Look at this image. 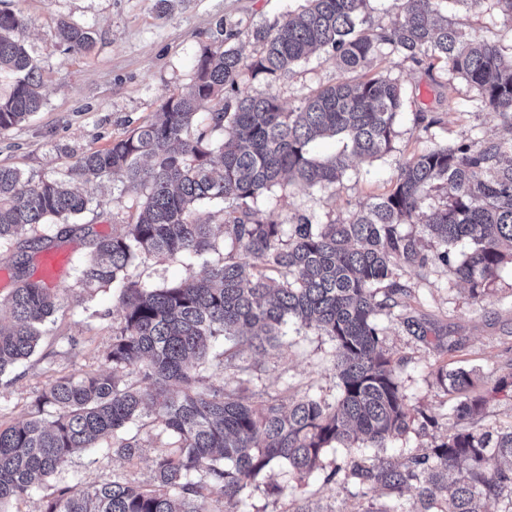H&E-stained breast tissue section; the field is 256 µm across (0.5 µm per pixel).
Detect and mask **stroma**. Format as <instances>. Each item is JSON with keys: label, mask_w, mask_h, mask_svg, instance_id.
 <instances>
[{"label": "stroma", "mask_w": 512, "mask_h": 512, "mask_svg": "<svg viewBox=\"0 0 512 512\" xmlns=\"http://www.w3.org/2000/svg\"><path fill=\"white\" fill-rule=\"evenodd\" d=\"M302 4L303 0H168L162 7L157 0H0V9L21 11L29 20L27 48L41 70L45 94L40 112L0 135V164L38 178H64L81 153L108 147L189 84L196 59L203 47L212 45L217 27L232 33V45L249 52L253 46L248 34L254 27L298 11ZM440 9L467 36L495 43L504 58L512 59V18L492 0L479 6L468 0H445ZM62 18L94 30L90 51L64 50L55 36ZM371 68L396 79L405 91L391 151L370 162L352 161L341 182L325 188L274 187L256 204L261 216L284 223L302 214L322 224L345 219L360 205L387 193L400 167L422 151L505 132L494 113L478 108L477 90L443 69H429L386 48ZM345 77L320 51L295 64L276 83L248 78L244 86L253 95H274L291 109L311 90ZM422 110L435 116L436 124L417 125L415 114ZM83 191L91 203L76 218L73 232H66L58 220L45 227V234L53 238L50 249L28 242L0 247V300L15 286L17 261L26 260L36 276L46 251L64 258L53 283L58 307L39 346L0 375L1 425L32 416L36 397L56 379L106 368L104 353L112 342L113 326L123 319V309L114 289L84 287L79 269L93 238L119 232L129 222L136 196L119 183L91 182ZM202 271L201 264L189 267L159 256L135 261L127 275L156 287ZM399 279L409 288L404 302L422 331L416 334L397 319L382 318L385 348L408 405L435 420L426 431L388 441V453L405 458L430 451L457 428L451 409L458 398L439 384V368L472 370L476 395L486 394L499 378L512 374V264L500 271L477 301L467 284L438 263L421 270L402 269ZM236 361L248 369L249 395L254 400L273 395L289 403L309 391L331 402L338 394L332 344L310 329L289 326L280 346L262 354L241 349ZM139 438L143 448L133 461L97 451L80 453L40 489L12 501L9 512H42L47 496L63 484L88 487L115 473L136 482L147 480L158 451L156 431L140 428ZM270 482L281 487L279 496L268 495ZM386 501L382 492L363 495L350 485L325 482L319 474L299 489L287 469L278 467L266 483L245 491L237 510L291 512L303 502L314 512H367Z\"/></svg>", "instance_id": "1"}]
</instances>
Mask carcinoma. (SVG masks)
<instances>
[{
	"label": "carcinoma",
	"mask_w": 512,
	"mask_h": 512,
	"mask_svg": "<svg viewBox=\"0 0 512 512\" xmlns=\"http://www.w3.org/2000/svg\"><path fill=\"white\" fill-rule=\"evenodd\" d=\"M305 5L252 32L254 51L206 46L196 59L193 82L171 95L152 119L103 150L82 153L66 180H34L0 165V245L36 234L50 219L82 214L89 204L73 182L119 179L137 194V207L122 232L92 240L81 265L87 288L119 290L122 322L112 328L108 369L54 381L35 400L33 415L0 426V512L59 473L74 453L98 448L128 461L142 445L131 425L160 428V450L151 483L114 474L77 489L63 484L43 512H215L209 492L221 494L220 512H236L240 496L280 465L302 487L324 470L330 449H343L338 474L367 491L398 501L416 490L408 512H486L487 502L512 510V426L495 432L461 429L429 454L400 461L383 451L408 433L415 415L400 391L396 368L383 348L379 317L394 314L408 286L397 280L405 267L433 261L454 267L480 299L488 282L512 263V138L430 148L405 163L393 188L349 217L292 224L262 217L258 199L273 187H325L341 181L350 158L373 161L391 151L405 93L388 75L346 79L308 93L285 110L274 95L254 96L243 77L271 84L316 50L332 53L345 70H363L385 45L416 63L429 58L477 89L481 108L512 132V62L496 44L467 37L438 16V0H405L390 29L364 26L368 0H304ZM29 20L0 10V78H12L0 95V134L25 122L44 105L42 80L26 38ZM59 43L89 51L90 28L57 24ZM224 132L221 140L213 138ZM338 137L343 150L326 160L310 155L317 139ZM219 155L221 170L213 169ZM441 203L425 214L432 192ZM224 202L223 248L199 204ZM422 223L436 251L404 229ZM215 252L204 276L154 287L130 280L138 259L165 256L187 266ZM0 301L10 324L0 322V374L33 354L42 327L57 307L54 289L25 277ZM383 295H378L379 285ZM310 328L333 343L338 397L304 393L284 406L277 398L251 401L249 380L236 387L205 383L212 341L232 366L233 348L265 351L287 335L288 324ZM441 385L464 397L453 409L473 418L489 397L468 396L472 371L441 370ZM361 448H376L369 458ZM503 459L507 466H493Z\"/></svg>",
	"instance_id": "obj_1"
}]
</instances>
